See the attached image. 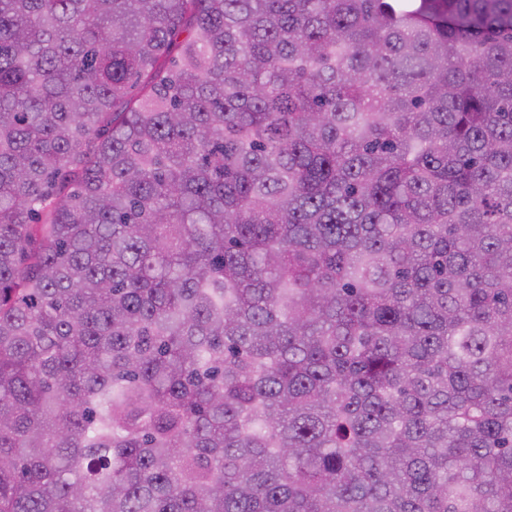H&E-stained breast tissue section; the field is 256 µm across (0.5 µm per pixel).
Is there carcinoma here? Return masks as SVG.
<instances>
[{"instance_id":"obj_1","label":"carcinoma","mask_w":512,"mask_h":512,"mask_svg":"<svg viewBox=\"0 0 512 512\" xmlns=\"http://www.w3.org/2000/svg\"><path fill=\"white\" fill-rule=\"evenodd\" d=\"M0 512H512V0H0Z\"/></svg>"}]
</instances>
